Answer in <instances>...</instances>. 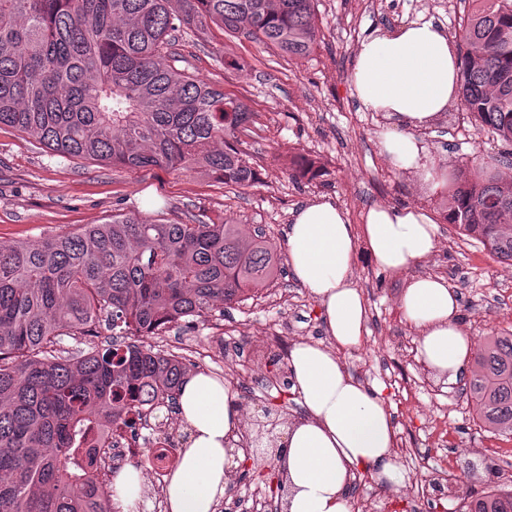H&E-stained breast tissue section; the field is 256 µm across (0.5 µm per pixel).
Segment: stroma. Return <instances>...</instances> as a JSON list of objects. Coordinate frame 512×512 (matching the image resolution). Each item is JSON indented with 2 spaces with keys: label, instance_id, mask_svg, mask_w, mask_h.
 <instances>
[{
  "label": "stroma",
  "instance_id": "stroma-1",
  "mask_svg": "<svg viewBox=\"0 0 512 512\" xmlns=\"http://www.w3.org/2000/svg\"><path fill=\"white\" fill-rule=\"evenodd\" d=\"M468 8L467 0H315L321 40L301 58L283 56L216 26L203 35H182L177 49L187 58L190 72L252 112L238 139L257 181L235 188L201 171H132L64 158L12 128L0 127V241H34L129 212L167 224L197 217L259 230L276 246L279 259L269 300L256 306L247 299L225 306L223 316L209 321L168 326L152 337V345L165 351L184 339L194 349L220 336H262L273 330L285 331L295 343L327 345L331 338L320 307L288 267L292 210L328 195L359 224L370 205L411 204L431 214L438 225L435 250L416 266V273L447 281L459 296L462 324L470 336L512 332V266L458 235L445 221V192L430 191L391 166L379 138L389 122L360 110L350 82L355 48L377 30L423 14L440 21L452 35ZM419 137L435 167L451 176L490 162L502 151L501 143L477 132L457 102ZM300 160L313 163L314 177L291 176V163ZM354 276L368 310L367 334L363 347L340 351L342 362L389 406L396 431L395 463L403 478L417 472L428 477L447 469L455 472L451 498L429 503L401 492L393 495L388 512H458L464 498L483 494L496 482L474 449H485L512 476V436L479 429L466 393L467 377L443 381L416 358L417 332L398 306L405 275L381 270L360 249ZM205 370L224 379L240 409V429L249 437L260 434L264 410L291 415L302 411L292 389L268 391L251 379L249 363H242L236 375L225 373L220 363ZM419 401L430 406L427 417L416 416ZM452 448L462 449V456L449 459Z\"/></svg>",
  "mask_w": 512,
  "mask_h": 512
}]
</instances>
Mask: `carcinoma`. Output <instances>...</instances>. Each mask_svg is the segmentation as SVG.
Wrapping results in <instances>:
<instances>
[{
    "mask_svg": "<svg viewBox=\"0 0 512 512\" xmlns=\"http://www.w3.org/2000/svg\"><path fill=\"white\" fill-rule=\"evenodd\" d=\"M315 0H0V126L70 158L127 169L207 171L246 187L236 133L245 103L179 68L176 34L209 25L294 58L320 40ZM456 42L460 101L512 146V0H468ZM446 221L512 265V177L501 164L448 180ZM276 251L238 224H161L131 212L37 242H0V512H110L88 447L148 397L178 409L184 355L149 337L206 321L274 278ZM114 335L105 348L67 338ZM468 396L481 426L512 435V334L486 336ZM464 512H512L496 486Z\"/></svg>",
    "mask_w": 512,
    "mask_h": 512,
    "instance_id": "cac0c4a2",
    "label": "carcinoma"
}]
</instances>
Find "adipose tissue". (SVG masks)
I'll list each match as a JSON object with an SVG mask.
<instances>
[{"mask_svg": "<svg viewBox=\"0 0 512 512\" xmlns=\"http://www.w3.org/2000/svg\"><path fill=\"white\" fill-rule=\"evenodd\" d=\"M350 80L362 111L395 124L380 142L393 167L433 190L446 187L415 135L458 97L457 57L443 27L421 17L369 36L354 53ZM436 234L435 220L414 206L373 205L359 226L325 195L292 211L288 265L320 304L333 344L300 342L288 353L303 413L289 420L278 441L285 512H349L348 489L360 470L393 485L403 480L391 413L338 356L359 347L366 334L367 308L353 273L358 247L381 269L406 275L398 303L418 332V359L447 381L464 372L473 340L462 327L456 295L443 278L411 272L432 253ZM179 406L188 440L165 479L168 512H216L234 460L238 405L222 379L197 372L182 384Z\"/></svg>", "mask_w": 512, "mask_h": 512, "instance_id": "obj_1", "label": "adipose tissue"}]
</instances>
